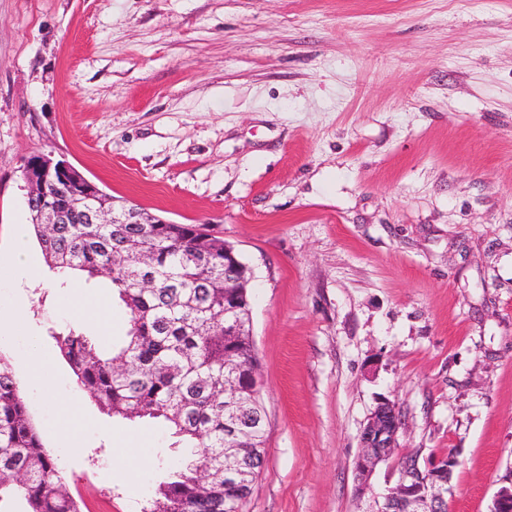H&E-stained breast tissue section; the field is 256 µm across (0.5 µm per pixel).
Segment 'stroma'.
<instances>
[{
    "label": "stroma",
    "mask_w": 512,
    "mask_h": 512,
    "mask_svg": "<svg viewBox=\"0 0 512 512\" xmlns=\"http://www.w3.org/2000/svg\"><path fill=\"white\" fill-rule=\"evenodd\" d=\"M47 154L115 202L205 224L252 270L266 456L244 512H369L355 495L377 402L400 453L453 452L450 512L512 484V0H0V262ZM0 343L86 512H141L178 454L165 422L109 417L54 340L122 344L99 277L10 272ZM26 322V315L24 310L14 304H1L0 305V334L2 336H9L7 329H21Z\"/></svg>",
    "instance_id": "1"
}]
</instances>
